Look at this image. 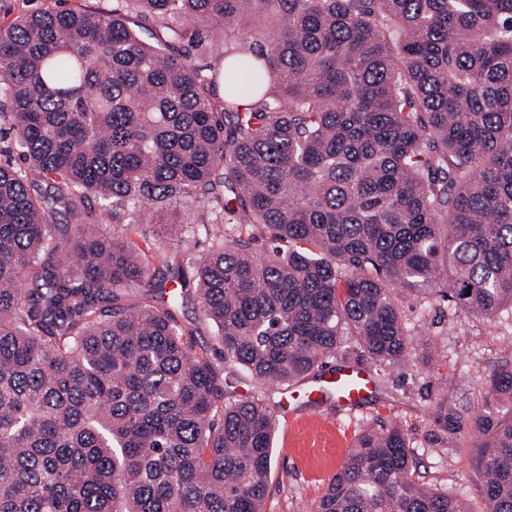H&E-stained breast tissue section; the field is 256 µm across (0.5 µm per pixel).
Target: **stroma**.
<instances>
[{
  "label": "stroma",
  "mask_w": 512,
  "mask_h": 512,
  "mask_svg": "<svg viewBox=\"0 0 512 512\" xmlns=\"http://www.w3.org/2000/svg\"><path fill=\"white\" fill-rule=\"evenodd\" d=\"M122 234L138 243L153 239L164 250H185L194 258L203 257L211 245L201 231L189 234L184 242L158 238L152 224H135ZM402 306L422 340L434 342L432 353L415 352L403 365L385 367L374 364L354 345L302 380L306 388L327 372L355 363L371 373L373 389L350 409L338 407L331 392L316 406L299 394L287 399L288 415L277 421L266 512H312L360 433L382 425L397 426L405 433L422 463V482L464 492L474 512H485L479 478L483 451L476 446L478 438L456 425L438 424L433 408L444 397L454 416L483 411L490 375L512 358V322L488 323L458 314L452 302L440 298L423 309L417 300L406 297Z\"/></svg>",
  "instance_id": "stroma-1"
}]
</instances>
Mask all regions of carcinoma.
<instances>
[{"label":"carcinoma","mask_w":512,"mask_h":512,"mask_svg":"<svg viewBox=\"0 0 512 512\" xmlns=\"http://www.w3.org/2000/svg\"><path fill=\"white\" fill-rule=\"evenodd\" d=\"M116 2L0 28V512H263L273 413L171 307L195 282L224 363L287 386L427 349L399 292L512 318V0ZM148 217L212 241L157 256L161 306L122 301L165 283L108 230ZM485 400L458 427L512 512L511 363ZM417 467L366 430L313 512H471Z\"/></svg>","instance_id":"1"}]
</instances>
